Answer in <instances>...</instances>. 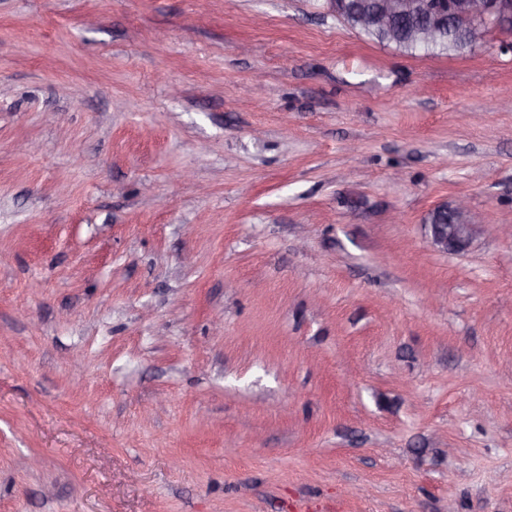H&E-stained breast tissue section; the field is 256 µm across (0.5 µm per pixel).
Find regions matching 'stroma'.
Returning <instances> with one entry per match:
<instances>
[{"instance_id": "1", "label": "stroma", "mask_w": 512, "mask_h": 512, "mask_svg": "<svg viewBox=\"0 0 512 512\" xmlns=\"http://www.w3.org/2000/svg\"><path fill=\"white\" fill-rule=\"evenodd\" d=\"M509 87L506 30L0 0V512H512ZM444 209H451L457 216V221L452 224L433 223L434 215ZM430 224H427L430 233L431 245L442 251L460 253L471 244L477 233V225L468 215L465 204L461 201L454 206H438L430 214Z\"/></svg>"}]
</instances>
